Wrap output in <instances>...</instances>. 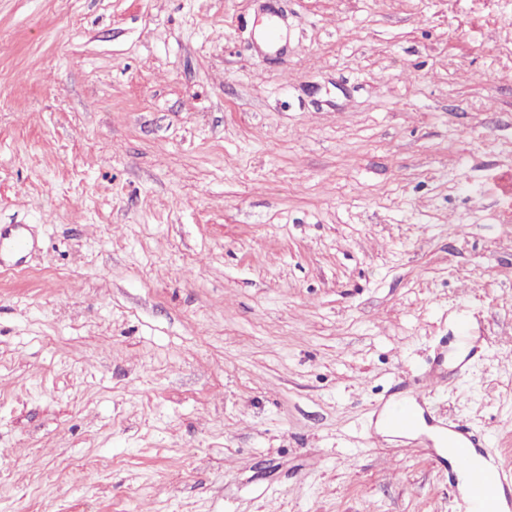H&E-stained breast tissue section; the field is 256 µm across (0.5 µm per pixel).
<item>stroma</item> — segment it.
I'll return each instance as SVG.
<instances>
[{
    "instance_id": "35a3bbf8",
    "label": "stroma",
    "mask_w": 512,
    "mask_h": 512,
    "mask_svg": "<svg viewBox=\"0 0 512 512\" xmlns=\"http://www.w3.org/2000/svg\"><path fill=\"white\" fill-rule=\"evenodd\" d=\"M0 226V512H458L465 321L512 464V0H0ZM460 336H456L457 345L448 354V348L442 349L436 356L435 362L440 366L448 362V367L454 371L461 370L472 360L481 356V347L475 336H473L471 329L467 325H462L459 328ZM395 401L382 404L379 418L385 428L380 427L379 431L384 435L407 434L416 428L421 420L430 422L428 411V396L416 382L403 379L398 383ZM424 426L419 425L414 434L422 430ZM397 433V434H394ZM410 434V435H414Z\"/></svg>"
}]
</instances>
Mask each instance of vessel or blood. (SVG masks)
<instances>
[{"label":"vessel or blood","mask_w":512,"mask_h":512,"mask_svg":"<svg viewBox=\"0 0 512 512\" xmlns=\"http://www.w3.org/2000/svg\"><path fill=\"white\" fill-rule=\"evenodd\" d=\"M481 348L471 329L461 326L452 352H439L437 363L461 370L479 358ZM440 375H426L423 383L400 381L394 401L383 403L379 418L390 432L407 434L429 420L425 386L439 383ZM437 432L450 441L448 484L457 489L460 512H512V465L489 452L482 433L458 420L441 422Z\"/></svg>","instance_id":"1"}]
</instances>
